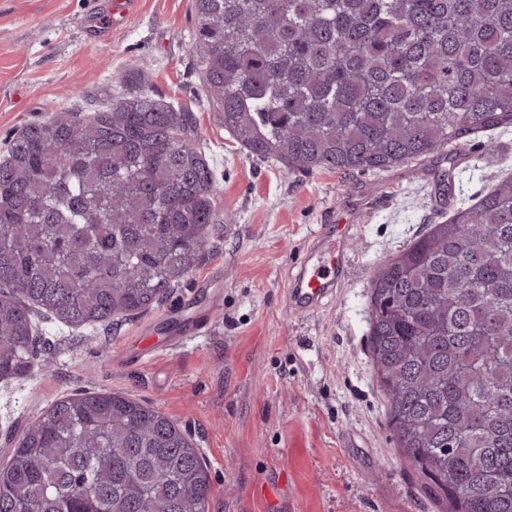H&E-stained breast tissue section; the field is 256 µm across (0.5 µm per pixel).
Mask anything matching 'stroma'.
I'll return each instance as SVG.
<instances>
[{"mask_svg": "<svg viewBox=\"0 0 512 512\" xmlns=\"http://www.w3.org/2000/svg\"><path fill=\"white\" fill-rule=\"evenodd\" d=\"M96 0H0V151L21 126L143 86L192 106L217 167L223 223L203 263L138 317L35 322L48 372L0 381V462L27 424L78 390L148 403L209 465V512H440L389 426L369 353L379 265L512 174V127L385 171L287 174L219 123L193 65L191 0H141L108 42ZM353 224L348 277L316 311L286 304L302 252L333 216Z\"/></svg>", "mask_w": 512, "mask_h": 512, "instance_id": "obj_1", "label": "stroma"}]
</instances>
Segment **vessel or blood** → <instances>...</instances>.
Listing matches in <instances>:
<instances>
[{"instance_id": "1", "label": "vessel or blood", "mask_w": 512, "mask_h": 512, "mask_svg": "<svg viewBox=\"0 0 512 512\" xmlns=\"http://www.w3.org/2000/svg\"><path fill=\"white\" fill-rule=\"evenodd\" d=\"M350 227L340 224L336 233L326 236L321 247L310 252L287 291L289 306L298 311H307L328 299L346 274L344 253L340 239L346 238Z\"/></svg>"}]
</instances>
